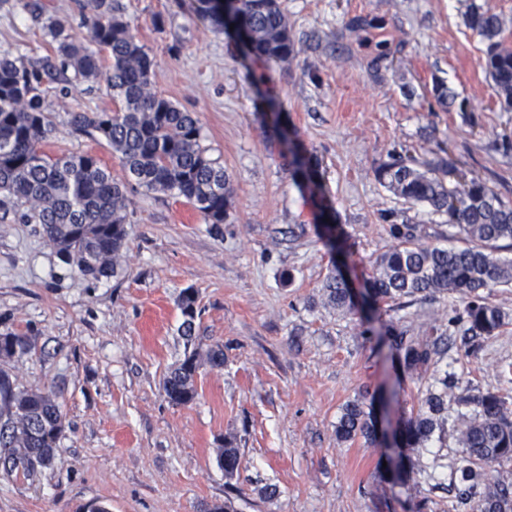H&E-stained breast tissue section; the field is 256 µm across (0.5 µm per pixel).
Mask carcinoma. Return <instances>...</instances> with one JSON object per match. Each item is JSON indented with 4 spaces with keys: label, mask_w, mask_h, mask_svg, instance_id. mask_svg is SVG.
Returning a JSON list of instances; mask_svg holds the SVG:
<instances>
[{
    "label": "carcinoma",
    "mask_w": 512,
    "mask_h": 512,
    "mask_svg": "<svg viewBox=\"0 0 512 512\" xmlns=\"http://www.w3.org/2000/svg\"><path fill=\"white\" fill-rule=\"evenodd\" d=\"M93 14L89 40L70 34L60 21L43 26L55 53L38 62L8 52L0 54V223L38 224L59 261L75 266L95 281L117 275L128 237L131 196L142 189L182 197L217 229L230 216L234 187L224 167L206 154L200 127L153 89L152 62L137 42L134 27L118 0H86ZM202 18L224 26V9L214 0H196ZM235 15L252 54L286 62L295 56V40L279 0H237ZM470 29L484 43L485 71L501 106L512 109V48L506 46L512 20L490 8L471 6ZM105 82L118 108L92 116L74 112L71 125L97 136L112 148L125 172L116 180L89 153L52 156L43 149L52 123L44 107L46 85ZM294 174L319 190L313 170L296 147H290ZM442 163L420 165L395 160L376 171L377 180L396 197L424 204L448 217L462 245L442 247L422 234L416 224H392L395 245L372 261L368 297L373 304L426 300L448 295L445 327L431 326L427 336H409L391 325L385 336L400 353L404 370L425 383L418 408L399 431V447L420 455L448 433V402L473 406L457 414L453 431L460 457L454 469L455 498L475 502L476 512H512V484L493 474V467L512 461V409L492 392L468 398L454 394L452 376L426 382L437 357L447 353L448 337L462 341L490 339L509 314L483 296L494 286H512V259L499 251L512 247V205L504 202L481 178L462 189L445 184ZM321 303L338 312L353 309V294L340 271L331 269L321 286ZM181 334L190 337L197 316V295H180ZM30 337L0 335V361L23 353ZM224 366V350L194 349L163 381L168 401L188 405L198 396L196 378L202 367ZM64 430L61 405L46 390L19 385L0 368V466L6 471L25 466L39 455L52 460ZM336 443L357 437L377 440L373 408L355 399L343 408L335 427ZM224 477L231 481L241 469L240 450L228 441L217 449Z\"/></svg>",
    "instance_id": "1"
}]
</instances>
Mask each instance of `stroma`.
I'll return each instance as SVG.
<instances>
[{
  "label": "stroma",
  "instance_id": "stroma-1",
  "mask_svg": "<svg viewBox=\"0 0 512 512\" xmlns=\"http://www.w3.org/2000/svg\"><path fill=\"white\" fill-rule=\"evenodd\" d=\"M26 2L0 0V52L53 55L43 30L53 19L88 38L85 0H39L37 18ZM120 3L154 62V90L195 114L202 146L229 174L233 207L218 234L184 199L135 193L122 268L98 282L61 265L40 226L0 224V334L32 339L6 368L52 391L65 414L48 467L0 469V512H208L224 501L216 450L227 440L241 453L238 512H408L427 494L432 512H473L426 483L379 479L383 441L334 435L362 394L378 399L380 431L409 416L418 384L379 334L390 322L413 336L442 324L447 297L339 314L319 291L337 265L363 295L393 244L390 224H421L432 242L455 245L442 216L379 183L376 169L395 156L448 159L449 185L477 176L512 204V110L494 98L484 44L466 23L473 5L512 19V0H280L296 48L285 63L243 55L195 0ZM439 84L455 95L446 111ZM45 107L49 154L89 152L122 178L111 147L70 123L116 109L104 84L51 85ZM293 144L320 193L294 177ZM327 224L343 251L321 240ZM187 288L199 311L189 342L179 332ZM192 345L222 346L224 366L203 368L196 401L175 406L163 380ZM448 357L456 395L512 404V323Z\"/></svg>",
  "mask_w": 512,
  "mask_h": 512
}]
</instances>
